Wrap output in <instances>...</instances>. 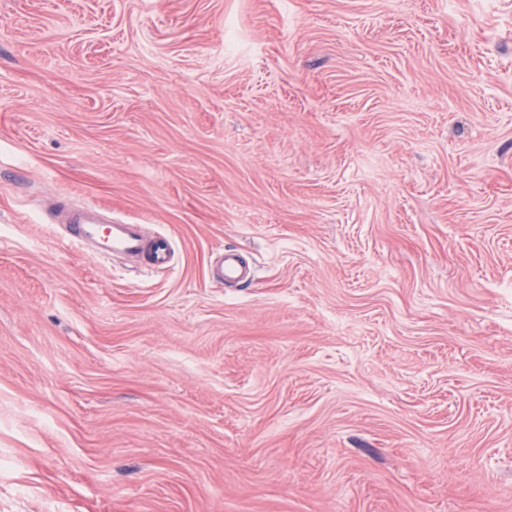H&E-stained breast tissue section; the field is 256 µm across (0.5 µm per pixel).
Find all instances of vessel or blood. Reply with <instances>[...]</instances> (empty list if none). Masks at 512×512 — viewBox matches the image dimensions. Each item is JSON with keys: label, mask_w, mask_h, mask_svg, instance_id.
I'll return each mask as SVG.
<instances>
[{"label": "vessel or blood", "mask_w": 512, "mask_h": 512, "mask_svg": "<svg viewBox=\"0 0 512 512\" xmlns=\"http://www.w3.org/2000/svg\"><path fill=\"white\" fill-rule=\"evenodd\" d=\"M55 223L66 225L70 236L78 245L96 258L113 254L145 259L149 270L169 267L172 246L168 237L144 235L141 225L126 224L107 218L103 208L58 204L54 210ZM248 276L239 257L231 251L219 252L211 269L212 280L226 283L243 281Z\"/></svg>", "instance_id": "b4317fda"}]
</instances>
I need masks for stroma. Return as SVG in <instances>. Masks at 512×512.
Returning <instances> with one entry per match:
<instances>
[{
  "instance_id": "obj_1",
  "label": "stroma",
  "mask_w": 512,
  "mask_h": 512,
  "mask_svg": "<svg viewBox=\"0 0 512 512\" xmlns=\"http://www.w3.org/2000/svg\"><path fill=\"white\" fill-rule=\"evenodd\" d=\"M0 512H512V0H0ZM105 213V209L96 206L60 203L54 210L53 222L66 224L71 238L95 258L121 254L144 258L151 271L169 267L172 246L168 237L161 234L148 237L140 224L112 220ZM249 277L247 270L241 265L239 257L232 251H221L211 269L212 280L226 283L242 282Z\"/></svg>"
}]
</instances>
